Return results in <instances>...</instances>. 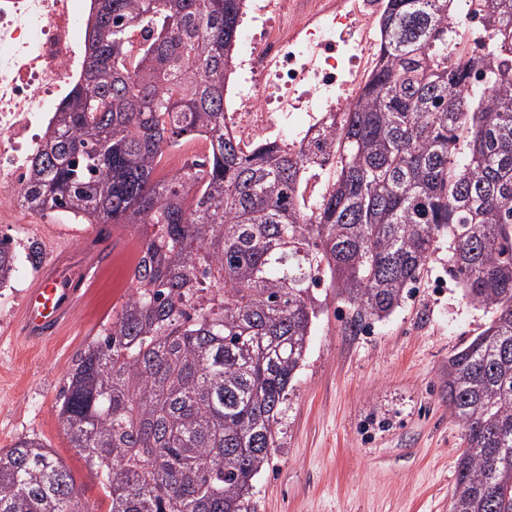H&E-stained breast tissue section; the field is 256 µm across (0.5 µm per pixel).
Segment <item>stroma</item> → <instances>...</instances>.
Instances as JSON below:
<instances>
[{"label": "stroma", "instance_id": "obj_1", "mask_svg": "<svg viewBox=\"0 0 512 512\" xmlns=\"http://www.w3.org/2000/svg\"><path fill=\"white\" fill-rule=\"evenodd\" d=\"M42 247L0 288V448L42 438L70 469L79 498L102 499L99 479L71 448L59 402L73 359L112 321L129 293L132 256L114 237L134 229L56 223L22 212ZM84 269L80 301L49 340L16 332L25 292L45 269ZM329 302L288 391L279 447L256 481V512H449L463 429L448 407V359L488 314L448 273L440 242L428 273L389 317L353 330Z\"/></svg>", "mask_w": 512, "mask_h": 512}]
</instances>
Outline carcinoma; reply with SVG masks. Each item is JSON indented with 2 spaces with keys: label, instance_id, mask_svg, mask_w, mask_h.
<instances>
[{
  "label": "carcinoma",
  "instance_id": "1",
  "mask_svg": "<svg viewBox=\"0 0 512 512\" xmlns=\"http://www.w3.org/2000/svg\"><path fill=\"white\" fill-rule=\"evenodd\" d=\"M454 0H386L378 61L308 140L244 148L224 91L244 0H94L76 90L22 206L139 233L130 293L77 354L59 416L105 512H253L325 295L390 316L437 243L490 313L448 358L465 450L449 512H512V0L448 54ZM155 31L132 49L133 33ZM206 153L169 178L165 152ZM16 271L0 238V286ZM0 512H92L40 438L0 450Z\"/></svg>",
  "mask_w": 512,
  "mask_h": 512
}]
</instances>
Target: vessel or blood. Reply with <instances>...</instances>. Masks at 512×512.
Wrapping results in <instances>:
<instances>
[{"label": "vessel or blood", "instance_id": "vessel-or-blood-1", "mask_svg": "<svg viewBox=\"0 0 512 512\" xmlns=\"http://www.w3.org/2000/svg\"><path fill=\"white\" fill-rule=\"evenodd\" d=\"M76 294L72 280L52 274L30 288L22 312L25 339L37 342L58 330L69 318Z\"/></svg>", "mask_w": 512, "mask_h": 512}]
</instances>
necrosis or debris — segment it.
<instances>
[{
  "mask_svg": "<svg viewBox=\"0 0 512 512\" xmlns=\"http://www.w3.org/2000/svg\"><path fill=\"white\" fill-rule=\"evenodd\" d=\"M380 0H252L238 48L241 112L229 129L249 146L288 127L345 111L365 83ZM89 0H0V223L16 200L55 112L83 65Z\"/></svg>",
  "mask_w": 512,
  "mask_h": 512,
  "instance_id": "necrosis-or-debris-1",
  "label": "necrosis or debris"
}]
</instances>
